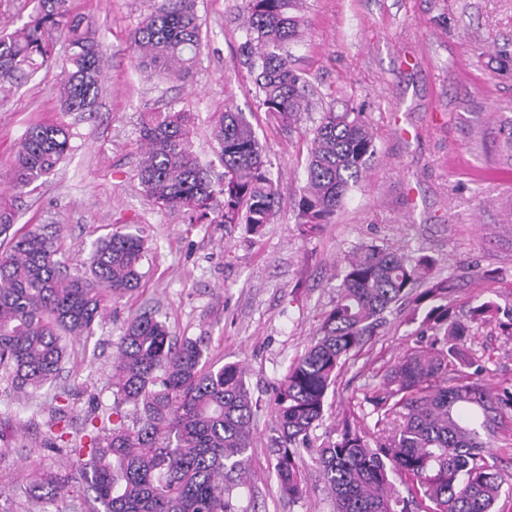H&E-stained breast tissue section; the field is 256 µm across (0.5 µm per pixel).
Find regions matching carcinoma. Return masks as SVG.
<instances>
[{
	"label": "carcinoma",
	"mask_w": 512,
	"mask_h": 512,
	"mask_svg": "<svg viewBox=\"0 0 512 512\" xmlns=\"http://www.w3.org/2000/svg\"><path fill=\"white\" fill-rule=\"evenodd\" d=\"M71 0H35L29 21L0 31V89L31 77L52 62L56 39L67 44L60 79L61 112H92L103 57L93 19L71 11ZM241 57L254 75L260 104L285 131L309 110L307 82L291 65L287 47L301 41L307 21L296 0H242ZM137 67L183 80L198 57L195 0H153L131 34ZM191 115L149 112L141 120L144 157L138 178L161 209L190 224L210 214L219 224H244L253 234L275 222L280 198L256 132L241 112L227 107L212 138L223 172L214 177L193 149ZM62 121L34 124L17 147L10 186L20 193L53 173L71 150ZM367 115L329 107L313 130L306 184L296 202L298 223L316 232L331 222L376 158ZM224 198L215 208L217 197ZM13 204L0 197V374L26 393L55 379L67 340L93 335L109 302L134 293L143 277L145 242L115 231L95 243L84 270L72 274L57 259L59 229L35 225L10 233ZM435 260L410 257L374 243L352 247L340 274L336 301L317 338L289 365L271 403L267 449L279 492L306 493L296 450L313 449L336 512H493L505 480L485 462L480 431H490L512 402L496 398L481 372L465 374L454 359L470 327L450 319L455 283L435 276ZM413 313L438 300L422 324L431 341L407 351L383 381L364 395L377 423L395 430L370 445L353 417L343 418L337 439L313 446L329 389L343 361L383 325L385 313L406 300ZM196 339L174 341L165 322L135 314L115 344L112 413L100 426L72 429L68 407L50 410L48 443L66 449L81 483L104 512H235L233 492L246 485L245 454L252 445L256 401L239 363L201 365ZM133 406V424L122 407ZM405 478L407 495L392 475ZM53 495L72 492L66 476L39 475Z\"/></svg>",
	"instance_id": "cac0c4a2"
}]
</instances>
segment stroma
I'll return each instance as SVG.
<instances>
[{
    "instance_id": "obj_1",
    "label": "stroma",
    "mask_w": 512,
    "mask_h": 512,
    "mask_svg": "<svg viewBox=\"0 0 512 512\" xmlns=\"http://www.w3.org/2000/svg\"><path fill=\"white\" fill-rule=\"evenodd\" d=\"M240 3L196 0L201 52L183 81L135 65L130 34L151 0H73L76 14L98 24L104 81L94 113L61 114V52L0 101V195L31 125L61 118L73 134L57 171L14 199L16 230L61 225L59 250L72 269L98 237L117 229L140 233L148 246L138 290L110 304L91 337L69 345L53 382L24 395L0 377V512H84L83 492L52 501L27 493L35 473L71 471L67 453L47 445L50 409L70 389L74 426L111 410L112 343L144 310L156 312L173 336L202 340L206 365L242 364L262 401L251 425L250 482L233 499L238 512H335L304 448L299 466L308 492L280 496L266 448V403L335 300L346 253L363 242L432 256L435 273L455 280L453 315L492 303L465 351L485 367L493 394L512 392V0H299L308 26L292 54L314 105L290 133L269 120L240 60ZM345 100L367 113L377 157L332 222L307 237L293 204L309 141L321 112ZM228 106L253 125L284 202L259 235L242 224L187 223L152 205L137 177L142 113H193L196 154L214 166V115ZM386 319L342 366L315 442L337 437L347 414L369 441L381 435L364 393L418 346L420 326L405 309Z\"/></svg>"
}]
</instances>
